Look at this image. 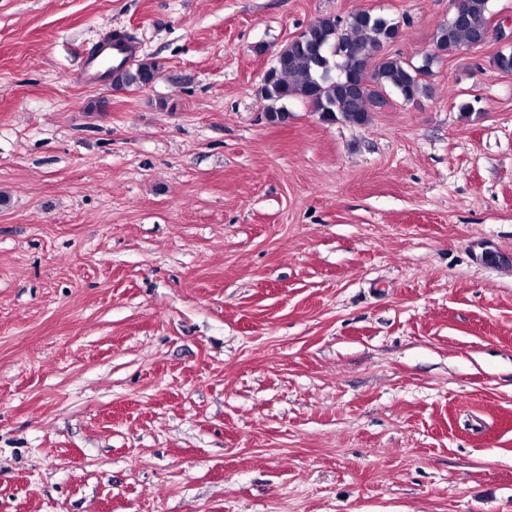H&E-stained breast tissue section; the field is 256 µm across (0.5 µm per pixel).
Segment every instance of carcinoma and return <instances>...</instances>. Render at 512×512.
Wrapping results in <instances>:
<instances>
[{"instance_id": "1", "label": "carcinoma", "mask_w": 512, "mask_h": 512, "mask_svg": "<svg viewBox=\"0 0 512 512\" xmlns=\"http://www.w3.org/2000/svg\"><path fill=\"white\" fill-rule=\"evenodd\" d=\"M490 0H465L464 17L449 16L435 31L437 53L426 54L419 65L401 57L382 59L368 69L372 52L398 36V23L368 11H358L346 19L326 15L316 18L300 41L282 48L286 63L264 77L259 92L271 102L267 118L280 121L278 104L299 98L329 121L365 125L378 106L382 91H395L412 102L426 93L423 77L433 60L452 55L480 43L490 21ZM159 66L144 60L135 70H125L117 81L144 86L158 75Z\"/></svg>"}]
</instances>
